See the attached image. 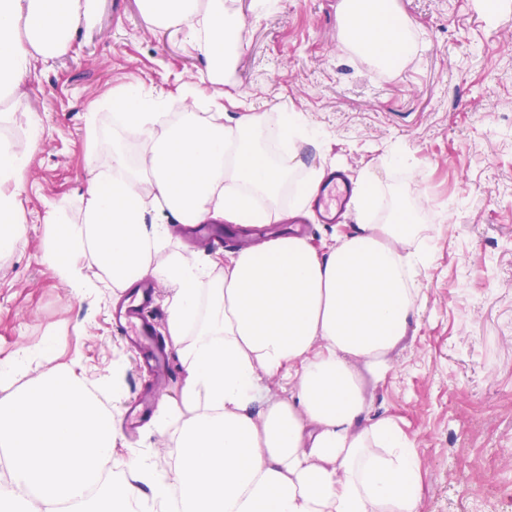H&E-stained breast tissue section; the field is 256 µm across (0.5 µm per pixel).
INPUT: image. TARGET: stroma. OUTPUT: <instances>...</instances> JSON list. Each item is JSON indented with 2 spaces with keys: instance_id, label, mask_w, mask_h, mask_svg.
Returning <instances> with one entry per match:
<instances>
[{
  "instance_id": "35a3bbf8",
  "label": "stroma",
  "mask_w": 512,
  "mask_h": 512,
  "mask_svg": "<svg viewBox=\"0 0 512 512\" xmlns=\"http://www.w3.org/2000/svg\"><path fill=\"white\" fill-rule=\"evenodd\" d=\"M341 0H282L253 19L251 0H227L247 17L245 46L224 72V90L266 113H304L323 129L306 164H336L348 179L374 170L385 200L405 195L430 238L434 262L421 279L411 338L371 390L370 413L392 418L420 461L419 512H499L493 476L512 479V0H395L419 35L413 55L381 77L342 43ZM206 62L169 32L146 28L138 0H99L94 26H77L67 55L37 63L26 105L0 119V137L25 149L31 120L41 146L22 174L27 220L16 250L0 257V361L53 334V365L74 364L89 386H118V405L140 394L178 399L184 371L159 386L112 325V291L77 300L42 259L45 214L65 204L71 221L102 142L138 143L112 120V91L139 83L183 109L180 91ZM400 151L401 165L381 164ZM150 450L157 468L176 463L172 436L146 422L119 433L111 465Z\"/></svg>"
}]
</instances>
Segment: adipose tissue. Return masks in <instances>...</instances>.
Instances as JSON below:
<instances>
[{"mask_svg":"<svg viewBox=\"0 0 512 512\" xmlns=\"http://www.w3.org/2000/svg\"><path fill=\"white\" fill-rule=\"evenodd\" d=\"M97 0H0V104L19 108L39 60L69 52L73 30L92 23ZM150 27L169 31L203 57L211 94L183 87L193 105L165 113L166 96L139 84L112 93L118 126L140 143L136 159L119 144L93 165L78 223L63 206L45 216L43 260L73 298L96 287L69 259L76 252L113 287L144 277L165 284V338L184 368L178 403L160 401L156 427L174 430L178 461L154 467L135 454L128 473L102 479L118 432L116 417L70 367L35 383L15 381L49 361L46 338L0 361V448L11 482L0 512H131L146 484L160 512H419V460L387 417L372 418L369 388L390 372L407 338L419 278L433 249L403 199L383 224V197L370 173L347 204L353 233L322 244L290 234L224 254L212 275L196 257L165 251L168 221L275 224L279 197L297 169L299 147L326 138L300 112L280 113L277 137L288 163L272 160L255 112L225 119L224 70L241 50L243 18L224 0H141ZM344 43L388 72L415 50L413 26L394 0H342ZM0 142V254L13 252L25 223L20 175L40 146ZM277 383L279 399L261 392Z\"/></svg>","mask_w":512,"mask_h":512,"instance_id":"adipose-tissue-1","label":"adipose tissue"}]
</instances>
